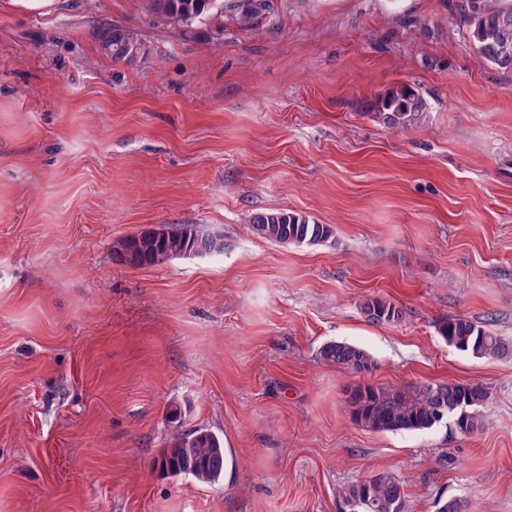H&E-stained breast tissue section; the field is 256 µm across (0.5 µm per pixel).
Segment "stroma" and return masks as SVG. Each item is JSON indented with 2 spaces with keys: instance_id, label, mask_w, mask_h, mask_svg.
Segmentation results:
<instances>
[{
  "instance_id": "obj_1",
  "label": "stroma",
  "mask_w": 512,
  "mask_h": 512,
  "mask_svg": "<svg viewBox=\"0 0 512 512\" xmlns=\"http://www.w3.org/2000/svg\"><path fill=\"white\" fill-rule=\"evenodd\" d=\"M459 2L268 0L243 28L224 0L223 24L187 28L143 0H0V512H345L337 488L382 470L407 512H512V361L438 333L512 335V69ZM107 22L147 55L103 56ZM403 84L428 110L393 130L367 104ZM266 210L333 237L265 241L242 219ZM159 224L224 252L120 260ZM368 297L402 321L369 322ZM331 340L374 356L372 384H483L481 427H358ZM198 428L235 454L229 482L154 470ZM438 332L448 346L474 358H512V338L498 335L468 319H448Z\"/></svg>"
}]
</instances>
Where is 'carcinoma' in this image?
<instances>
[{"label": "carcinoma", "instance_id": "obj_1", "mask_svg": "<svg viewBox=\"0 0 512 512\" xmlns=\"http://www.w3.org/2000/svg\"><path fill=\"white\" fill-rule=\"evenodd\" d=\"M156 15L190 25L214 19L224 25V0H147ZM461 22L479 54L498 68H512V4L492 6L485 0H463L458 7ZM101 54L114 63H131L145 53L135 30L105 23L94 32ZM372 115L393 129H405L426 111V103L414 89L398 86L378 94L370 103ZM245 223L259 237L280 245L320 246L333 237L328 224L278 210L256 212ZM219 235L198 225H162L147 228L119 244L125 263L135 266L160 265L172 260L170 251L182 248L212 253ZM365 318L374 324L402 319V310L381 298H367L360 304ZM439 335L451 347L474 358H512V338L498 335L468 319L451 318L441 324ZM321 358L346 370L358 382L346 391L352 420L375 433H421L450 424L462 435L479 429L480 410L489 399L480 383L418 382L406 388L370 384L362 378L376 368L366 349L346 342L330 341L320 350ZM153 466L173 477H192L205 484H217L224 477V440L207 429H195L161 450ZM347 512H405V484L390 471L374 472L337 489ZM438 512H477L470 500L451 497L438 504Z\"/></svg>", "mask_w": 512, "mask_h": 512}]
</instances>
